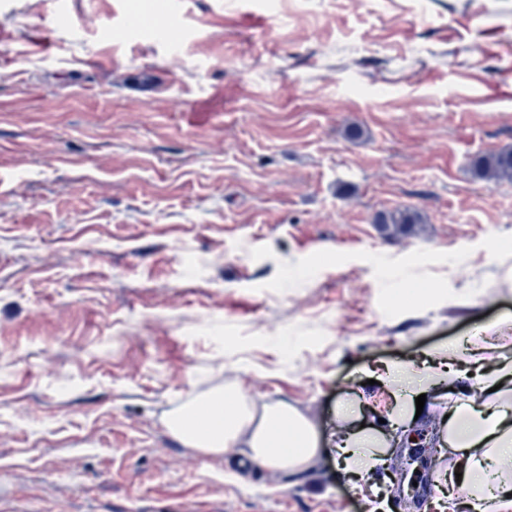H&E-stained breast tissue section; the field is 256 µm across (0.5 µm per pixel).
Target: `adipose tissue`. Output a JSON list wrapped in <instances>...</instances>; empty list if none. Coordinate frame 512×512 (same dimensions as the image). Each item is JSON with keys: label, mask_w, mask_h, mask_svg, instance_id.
I'll return each mask as SVG.
<instances>
[{"label": "adipose tissue", "mask_w": 512, "mask_h": 512, "mask_svg": "<svg viewBox=\"0 0 512 512\" xmlns=\"http://www.w3.org/2000/svg\"><path fill=\"white\" fill-rule=\"evenodd\" d=\"M480 405L465 402L441 420L448 445L457 456L454 472L441 475L451 491L464 497L473 512H512V472L500 464L512 461V364L495 365L481 384ZM168 427L184 444L209 455L237 445L249 448L262 466L292 475L304 473L317 457L312 425L284 404L254 416L232 391H217L188 404L170 418ZM336 454L346 472H369L387 440L383 431L337 427Z\"/></svg>", "instance_id": "1"}]
</instances>
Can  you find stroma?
<instances>
[{"mask_svg":"<svg viewBox=\"0 0 512 512\" xmlns=\"http://www.w3.org/2000/svg\"><path fill=\"white\" fill-rule=\"evenodd\" d=\"M505 147L512 0H0V512H374L337 403L376 428L369 372L512 359ZM217 390L325 449L184 445ZM482 177L512 179V150H503L483 155L473 165ZM456 355L455 348L446 347L442 351L435 352L428 360V363L425 366V374L424 377L431 384V386H435L439 380L442 378V372H447L446 366H444L441 370L439 367L441 364L446 363V357Z\"/></svg>","mask_w":512,"mask_h":512,"instance_id":"1","label":"stroma"}]
</instances>
